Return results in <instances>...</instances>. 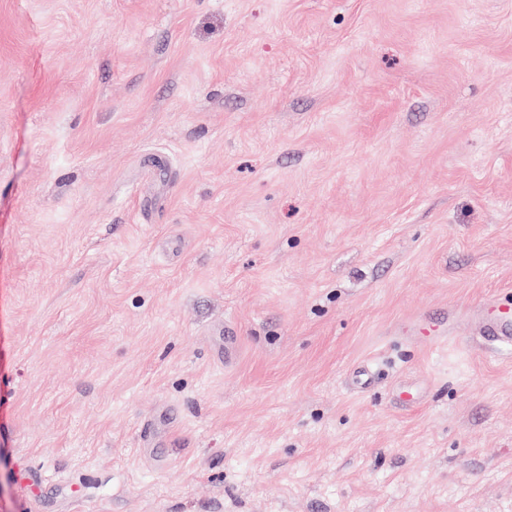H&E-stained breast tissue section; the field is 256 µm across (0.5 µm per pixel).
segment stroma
I'll return each mask as SVG.
<instances>
[{
  "label": "stroma",
  "instance_id": "1",
  "mask_svg": "<svg viewBox=\"0 0 512 512\" xmlns=\"http://www.w3.org/2000/svg\"><path fill=\"white\" fill-rule=\"evenodd\" d=\"M509 298L512 0H0V512H512ZM474 319L477 322V336L487 343V349L496 353L512 350V304L477 303L452 311L448 324L432 325L421 329L420 337L425 343L434 344L457 336L453 327L459 321Z\"/></svg>",
  "mask_w": 512,
  "mask_h": 512
}]
</instances>
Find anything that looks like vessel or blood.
Wrapping results in <instances>:
<instances>
[{"label":"vessel or blood","mask_w":512,"mask_h":512,"mask_svg":"<svg viewBox=\"0 0 512 512\" xmlns=\"http://www.w3.org/2000/svg\"><path fill=\"white\" fill-rule=\"evenodd\" d=\"M469 319L476 320L477 335L489 350L500 354L512 351V304L477 303L454 310L447 323L423 330L421 338L428 344L450 339L456 334V323Z\"/></svg>","instance_id":"b4317fda"}]
</instances>
